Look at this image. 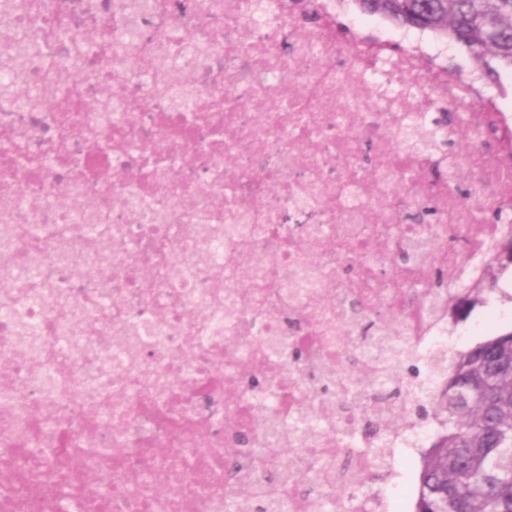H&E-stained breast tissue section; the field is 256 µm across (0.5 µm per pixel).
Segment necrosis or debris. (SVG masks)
I'll return each instance as SVG.
<instances>
[{
	"mask_svg": "<svg viewBox=\"0 0 512 512\" xmlns=\"http://www.w3.org/2000/svg\"><path fill=\"white\" fill-rule=\"evenodd\" d=\"M246 1L0 0V62L27 37L44 56L17 75L40 105L0 95V377L14 394L0 401V512H224L283 465L299 479L286 512H318L308 474L370 416L375 388L349 378L351 361L404 341L424 375L457 348L446 298L409 299L406 280L432 265L466 278L495 236L484 210L512 216V168L498 166L512 73L488 92L467 58L449 73L447 40L350 15L346 0ZM144 57L161 69L144 73ZM472 98L470 144L453 149L446 114ZM458 171L469 194L451 187ZM204 224L220 229L212 241ZM348 299L392 326L363 336L338 314ZM272 338L305 351L270 371L278 406L332 416L281 459L242 366ZM151 372L171 382L168 410ZM185 397L189 417L173 422ZM92 404L119 424L90 426ZM47 415L85 448L82 471L16 456L18 426ZM389 417L383 485L364 486L371 462L349 455L338 512L406 501L398 466L427 432L403 404ZM245 427L255 441L226 468Z\"/></svg>",
	"mask_w": 512,
	"mask_h": 512,
	"instance_id": "1",
	"label": "necrosis or debris"
}]
</instances>
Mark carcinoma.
I'll list each match as a JSON object with an SVG mask.
<instances>
[{"label":"carcinoma","instance_id":"obj_1","mask_svg":"<svg viewBox=\"0 0 512 512\" xmlns=\"http://www.w3.org/2000/svg\"><path fill=\"white\" fill-rule=\"evenodd\" d=\"M359 9L391 22L431 32L466 48L474 66L489 79L512 72V0H353ZM512 243V222L493 241L477 276L465 288L448 292V310L486 300L485 281L497 282L512 267V253L497 249ZM448 271L434 270L420 288H445ZM391 359L379 371L388 380L377 400L408 399L416 423L431 429L430 442L419 450V479L412 512H512V330L493 335L454 353L448 374L427 391L393 379ZM257 405L276 401L266 377H251ZM460 386L467 398H451ZM306 409L287 416L285 429L295 436L315 433ZM294 477L284 468L270 479L271 493L287 492ZM227 512H265L270 503L231 497Z\"/></svg>","mask_w":512,"mask_h":512}]
</instances>
